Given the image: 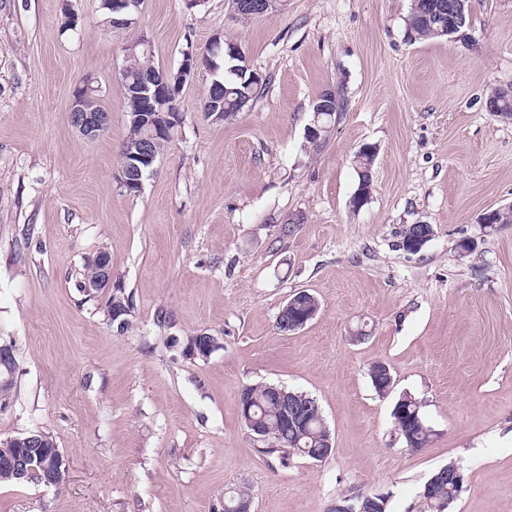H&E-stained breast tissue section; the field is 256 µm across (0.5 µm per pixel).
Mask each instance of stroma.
<instances>
[{"label":"stroma","mask_w":512,"mask_h":512,"mask_svg":"<svg viewBox=\"0 0 512 512\" xmlns=\"http://www.w3.org/2000/svg\"><path fill=\"white\" fill-rule=\"evenodd\" d=\"M72 4L80 25L64 33L60 0H0V343L18 362L0 439L42 431L68 465L58 487L1 484L0 512H212L238 486L253 512H328L361 493L429 512L424 486L451 463L464 485L448 512H512V224L477 222L512 203V123L484 105L512 87V0H471L462 36L426 42L405 36L411 0H288L253 20L231 0H143L123 31L100 0ZM142 35L173 72L223 36L265 87L215 121L211 74L186 83L182 127L133 196L118 182V71ZM88 76L110 114L95 138L69 112ZM336 88L343 110L313 147L312 105ZM367 144L373 186L355 211ZM419 222L430 241L399 249ZM101 251L133 305L124 331L78 287ZM297 290L321 309L285 334L277 316ZM200 333L223 344L205 360L165 344ZM378 361L395 380L383 397ZM261 383L317 399L326 460L260 453L238 399ZM403 394L432 430L417 452L391 416Z\"/></svg>","instance_id":"35a3bbf8"}]
</instances>
